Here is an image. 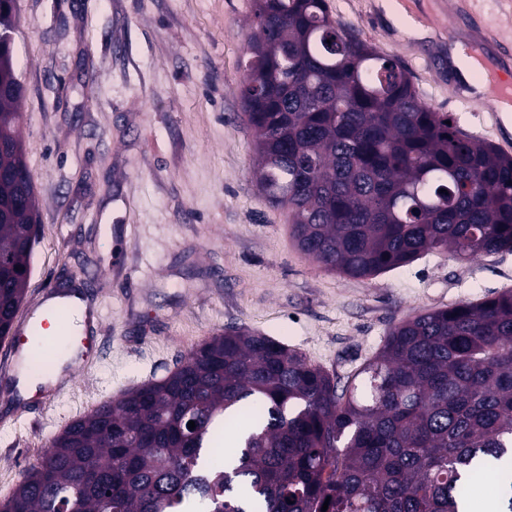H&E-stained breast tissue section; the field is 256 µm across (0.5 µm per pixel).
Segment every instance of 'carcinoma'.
<instances>
[{
	"mask_svg": "<svg viewBox=\"0 0 512 512\" xmlns=\"http://www.w3.org/2000/svg\"><path fill=\"white\" fill-rule=\"evenodd\" d=\"M255 5L240 87L254 176L288 207L305 255L368 278L428 251L512 252L511 155L426 106L401 63L327 0ZM16 29V0H0V30ZM0 85L3 338L39 213L11 51ZM359 376L340 388L288 346L226 330L56 435L0 512H461L503 461L501 512H512L511 288L401 322ZM245 410L236 450L208 468L223 420Z\"/></svg>",
	"mask_w": 512,
	"mask_h": 512,
	"instance_id": "1",
	"label": "carcinoma"
}]
</instances>
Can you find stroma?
<instances>
[{
	"label": "stroma",
	"mask_w": 512,
	"mask_h": 512,
	"mask_svg": "<svg viewBox=\"0 0 512 512\" xmlns=\"http://www.w3.org/2000/svg\"><path fill=\"white\" fill-rule=\"evenodd\" d=\"M327 0L380 53L400 59L423 102L488 138L483 108L449 102L424 50L447 57L454 20L433 0ZM14 65L40 223L23 302L83 292L102 347L65 391L26 409L0 402V502L73 419L175 369L211 336L245 327L344 378L421 313L512 288V252L422 254L354 279L301 253L288 209L252 175L238 93L254 0H17Z\"/></svg>",
	"instance_id": "1"
}]
</instances>
